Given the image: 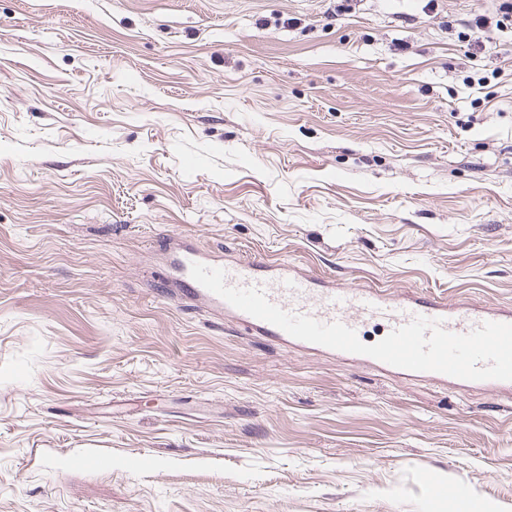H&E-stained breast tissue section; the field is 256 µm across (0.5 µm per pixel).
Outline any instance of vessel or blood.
I'll list each match as a JSON object with an SVG mask.
<instances>
[{"label":"vessel or blood","mask_w":512,"mask_h":512,"mask_svg":"<svg viewBox=\"0 0 512 512\" xmlns=\"http://www.w3.org/2000/svg\"><path fill=\"white\" fill-rule=\"evenodd\" d=\"M195 262L209 266L213 260L190 244H183L174 264L183 277L186 296L204 300L247 330L270 336L299 350H312V343L296 339L282 329L236 309L201 286L190 275V266ZM224 270L227 285L262 288L268 300L282 309L324 324L342 323L354 329L361 338L365 337L370 323H378L387 334L418 316L441 320L443 329L457 334L468 333L487 321L512 323V308L448 302L419 291L397 295L380 288H352L300 274L285 263L244 260L225 265Z\"/></svg>","instance_id":"1"}]
</instances>
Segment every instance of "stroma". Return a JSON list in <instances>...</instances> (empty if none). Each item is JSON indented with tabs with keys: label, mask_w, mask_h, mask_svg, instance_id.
I'll return each instance as SVG.
<instances>
[{
	"label": "stroma",
	"mask_w": 512,
	"mask_h": 512,
	"mask_svg": "<svg viewBox=\"0 0 512 512\" xmlns=\"http://www.w3.org/2000/svg\"><path fill=\"white\" fill-rule=\"evenodd\" d=\"M328 6L0 0V512H512V392L175 293L187 237L512 307V28L459 25L496 0Z\"/></svg>",
	"instance_id": "1"
}]
</instances>
